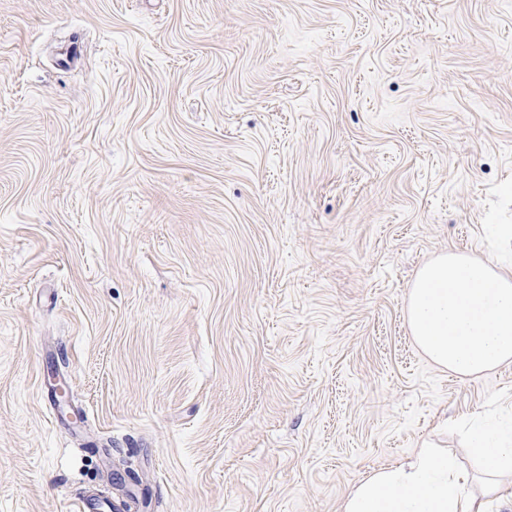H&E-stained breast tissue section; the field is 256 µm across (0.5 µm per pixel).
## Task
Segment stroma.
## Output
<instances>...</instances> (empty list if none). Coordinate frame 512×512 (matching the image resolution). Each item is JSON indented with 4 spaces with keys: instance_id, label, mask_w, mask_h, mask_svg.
I'll use <instances>...</instances> for the list:
<instances>
[{
    "instance_id": "obj_1",
    "label": "stroma",
    "mask_w": 512,
    "mask_h": 512,
    "mask_svg": "<svg viewBox=\"0 0 512 512\" xmlns=\"http://www.w3.org/2000/svg\"><path fill=\"white\" fill-rule=\"evenodd\" d=\"M512 224V0H0V512H341L512 364L432 363Z\"/></svg>"
}]
</instances>
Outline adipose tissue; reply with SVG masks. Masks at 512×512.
<instances>
[{
	"mask_svg": "<svg viewBox=\"0 0 512 512\" xmlns=\"http://www.w3.org/2000/svg\"><path fill=\"white\" fill-rule=\"evenodd\" d=\"M467 450L487 474L474 487L452 453L430 445L409 461L374 470L342 502V512H487L512 484V419L474 420Z\"/></svg>",
	"mask_w": 512,
	"mask_h": 512,
	"instance_id": "obj_1",
	"label": "adipose tissue"
}]
</instances>
